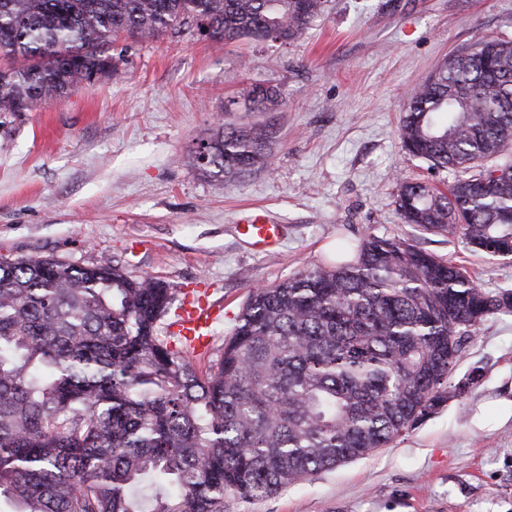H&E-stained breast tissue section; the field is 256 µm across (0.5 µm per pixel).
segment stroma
<instances>
[{
  "mask_svg": "<svg viewBox=\"0 0 512 512\" xmlns=\"http://www.w3.org/2000/svg\"><path fill=\"white\" fill-rule=\"evenodd\" d=\"M482 36L512 40V0H331L298 40L221 45L198 35L136 45L117 74L0 127V261L112 257L177 299L221 308L216 360L254 287L327 262L337 244L374 234L464 265L478 286L512 292V260L404 223L399 183L445 187L454 174L406 153V92ZM272 84L280 104L246 111ZM266 126L271 169L239 183L199 176L189 150L218 125ZM261 209L279 244L258 252L238 226ZM480 382L367 457L224 512H512V313L483 321L448 377ZM278 90L274 85H254L243 96L245 108L249 112H264L273 109L278 103Z\"/></svg>",
  "mask_w": 512,
  "mask_h": 512,
  "instance_id": "35a3bbf8",
  "label": "stroma"
}]
</instances>
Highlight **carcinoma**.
Here are the masks:
<instances>
[{
    "mask_svg": "<svg viewBox=\"0 0 512 512\" xmlns=\"http://www.w3.org/2000/svg\"><path fill=\"white\" fill-rule=\"evenodd\" d=\"M328 2L0 0V116L108 77L132 44L161 36L288 44ZM278 96L259 84L243 100L264 112ZM399 136L463 173L444 190L401 182L404 221L512 258V42L482 37L439 63L406 97ZM191 158L204 177L241 180L271 165L270 135L221 127ZM172 301L106 256L0 261V500L12 512H224L226 494L272 495L434 414L476 327L512 313V292L374 235L255 288L202 374L160 333Z\"/></svg>",
    "mask_w": 512,
    "mask_h": 512,
    "instance_id": "obj_1",
    "label": "carcinoma"
}]
</instances>
